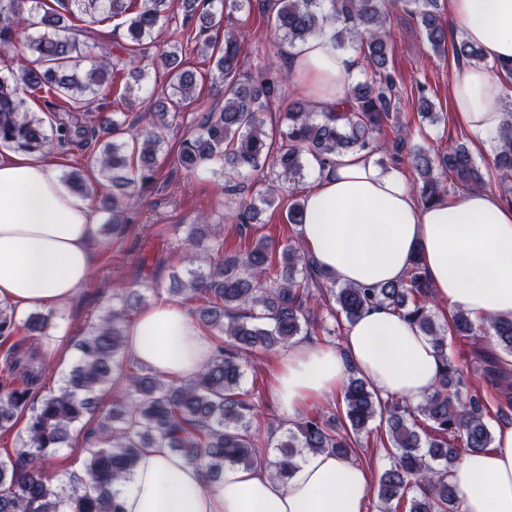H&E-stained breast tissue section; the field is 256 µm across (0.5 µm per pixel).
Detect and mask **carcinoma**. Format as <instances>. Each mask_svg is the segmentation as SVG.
Wrapping results in <instances>:
<instances>
[{
	"label": "carcinoma",
	"instance_id": "1",
	"mask_svg": "<svg viewBox=\"0 0 512 512\" xmlns=\"http://www.w3.org/2000/svg\"><path fill=\"white\" fill-rule=\"evenodd\" d=\"M0 0V146L36 153L48 136L44 120L25 109L26 97L42 94L55 116L61 147L90 152L99 179L89 182L79 172L67 174L71 192L96 202L110 213L104 231L119 235L132 223L130 200L140 188L156 185L164 154L165 133L189 108L197 77L186 67L191 49L212 63L207 72L219 88L224 106L201 113L196 131L184 138L174 158L184 171L221 165L229 218L243 240L251 238L259 208L242 197L236 177L268 167L272 184L303 182L310 161L323 166L350 151H388L375 134L391 125L401 130L397 115L402 98L388 67L391 17L398 9L415 15L424 42L439 56L453 53L460 64H479V48L468 41H448L440 0H267L275 32L294 46L327 33L342 49L355 47L359 76L345 107L315 112L304 100L284 113L285 130L274 139L265 130L264 112L289 74L247 67L240 43L230 31L212 36L225 12L243 10L250 0H182L183 17H170L171 0ZM81 25L65 23V16ZM111 21L126 28L131 43L122 47L124 63L135 83L144 77L141 52L162 39L167 49L157 59L165 84L154 101V122L124 139V121L112 112V96L120 70L105 56L88 57L87 37L94 25ZM31 58L10 54L19 37ZM418 113L431 123L438 118L432 100L419 94ZM405 151L404 141L393 145ZM407 152V151H405ZM416 172L418 199L431 203L448 193L447 181L460 187H481L483 169L501 179L512 178V112L496 136L493 151L481 167L463 144L443 153L424 148L407 152ZM304 196L293 193L285 214L296 236L286 246L261 237L242 250L224 252L218 225L207 215L190 226L185 241V276L174 271L168 291L183 301H202L192 311L214 332L226 337L193 379L174 383L135 363L121 371L127 357V327L144 296L137 289L116 286L120 306L104 310L86 327L76 344L77 357L59 389L37 397L38 372L25 370L24 386L0 384V429L37 397L26 422L16 458L0 459V512H124L117 486L127 482L141 449L167 447L191 463L204 461L217 477L226 467L250 468L262 463L271 476L285 481L295 460L308 453L332 451L349 455L354 437L371 431L377 420L385 429L391 463L376 486L378 512H462V503L448 482V473L469 449L487 448L493 435L486 411L467 388L460 368L448 358L446 330L436 323L431 288L420 259L392 283L361 287L329 282L306 250L299 226L304 223ZM330 291L327 313L336 324L354 322L376 305L402 315L430 337L442 362L433 392L417 406L397 398L381 399L367 382L352 374L343 389L339 414L305 415L293 422L269 456L252 435L255 405L241 388L244 365L258 351L285 347L321 330L311 306ZM53 315L36 312L20 322L13 310L0 308V339L20 333L43 336ZM493 331L497 345L512 356V318L473 319L463 310L451 316L450 329L472 336L482 326ZM115 389L110 410L97 419L96 446L88 449L84 475L52 485L47 463L66 447L70 431L95 412L99 393Z\"/></svg>",
	"mask_w": 512,
	"mask_h": 512
}]
</instances>
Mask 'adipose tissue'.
I'll return each mask as SVG.
<instances>
[{"instance_id": "adipose-tissue-1", "label": "adipose tissue", "mask_w": 512, "mask_h": 512, "mask_svg": "<svg viewBox=\"0 0 512 512\" xmlns=\"http://www.w3.org/2000/svg\"><path fill=\"white\" fill-rule=\"evenodd\" d=\"M448 19L479 47L483 63L463 68L448 90L456 117L478 148L489 146L512 96V0H446ZM293 73L315 111L346 100L352 54L326 34L292 50ZM302 239L322 273L339 283L377 285L402 278L421 258L433 293L483 319L512 317V203L476 187L431 205L414 196L402 171L358 151L320 170L305 194ZM97 227L88 200L61 184L48 157H0V303L23 312L67 305L87 282ZM131 354L180 382L205 366L213 348L185 310L160 302L141 310L127 331ZM441 360L431 339L390 309H369L348 325L341 346L289 345L275 395L296 418L309 402L336 393L349 374L381 398L411 405L434 390ZM448 481L464 512H512V426L489 447L468 450ZM368 469L349 456L309 453L286 481L261 466L206 467L167 448L143 449L119 489L124 512H364Z\"/></svg>"}]
</instances>
